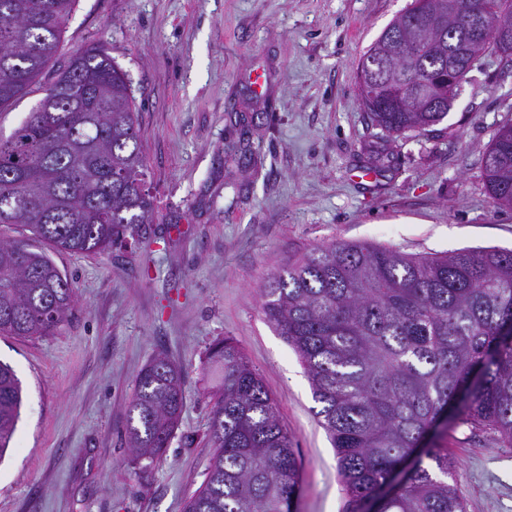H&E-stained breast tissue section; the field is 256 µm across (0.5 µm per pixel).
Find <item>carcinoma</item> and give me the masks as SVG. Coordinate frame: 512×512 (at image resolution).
<instances>
[{"instance_id": "1", "label": "carcinoma", "mask_w": 512, "mask_h": 512, "mask_svg": "<svg viewBox=\"0 0 512 512\" xmlns=\"http://www.w3.org/2000/svg\"><path fill=\"white\" fill-rule=\"evenodd\" d=\"M77 0H0V109L23 97L55 57ZM512 22V0H413L357 65L361 105L388 138L441 122L483 53L512 59V38L471 37L469 16ZM443 19L432 43L414 21ZM128 74L103 49L73 55L44 98L0 139V225L55 251L104 253L154 217ZM485 188L512 209V123L481 161ZM76 292L43 250L0 239V334L48 336ZM261 307L308 374L316 416L336 451L344 512L366 502L406 458L405 481L377 512H466L446 448H425L443 410L512 447V251L465 248L421 256L361 243L317 246L274 272ZM222 375L212 397L204 480L184 512H294L300 466L261 376L230 340L213 346ZM22 389L0 363V457ZM184 408L181 368L167 356L139 372L129 447L154 462ZM437 472L421 464V456Z\"/></svg>"}]
</instances>
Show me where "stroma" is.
<instances>
[{"mask_svg": "<svg viewBox=\"0 0 512 512\" xmlns=\"http://www.w3.org/2000/svg\"><path fill=\"white\" fill-rule=\"evenodd\" d=\"M411 2L78 0L56 56L0 111V138L72 55L103 47L139 105L156 221L103 254L53 252L78 294L70 316L48 336L0 335V362L22 387L0 512H183L212 453L207 355L227 338L292 440L295 512H343L319 405L260 289L289 257L334 242L512 250V209L492 204L481 169L512 120L498 56L482 54L447 117L420 135L389 140L361 106L357 64ZM161 353L182 369L185 407L160 460L136 467L127 408ZM427 445L454 458L467 512H512V448L450 424Z\"/></svg>", "mask_w": 512, "mask_h": 512, "instance_id": "1", "label": "stroma"}]
</instances>
